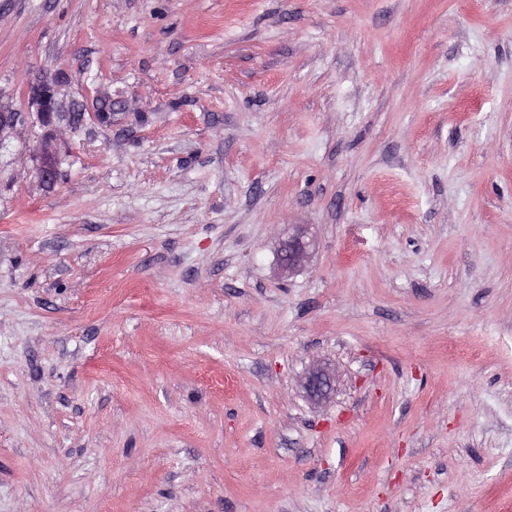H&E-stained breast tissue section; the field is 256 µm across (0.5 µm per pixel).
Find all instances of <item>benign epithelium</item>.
I'll list each match as a JSON object with an SVG mask.
<instances>
[{
  "label": "benign epithelium",
  "mask_w": 512,
  "mask_h": 512,
  "mask_svg": "<svg viewBox=\"0 0 512 512\" xmlns=\"http://www.w3.org/2000/svg\"><path fill=\"white\" fill-rule=\"evenodd\" d=\"M29 98L36 109L40 127L39 149L34 156L35 173L39 180L51 186L60 174L61 156L57 144V129L66 122L71 129L82 126L90 120L99 125L112 124V107L108 104L97 105L95 111L88 114L78 108L65 112L57 99L56 80L45 78L30 86ZM22 115L0 104V144L9 134L18 131ZM311 242L305 240V229L297 227L296 232L280 237V263L284 269L293 271L302 266L309 258ZM336 375L328 367L316 365L305 377L303 386L311 398L316 401L326 399L334 389Z\"/></svg>",
  "instance_id": "1"
}]
</instances>
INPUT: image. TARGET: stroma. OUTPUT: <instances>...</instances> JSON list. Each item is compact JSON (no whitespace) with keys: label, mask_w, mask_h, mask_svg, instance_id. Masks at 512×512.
I'll return each instance as SVG.
<instances>
[{"label":"stroma","mask_w":512,"mask_h":512,"mask_svg":"<svg viewBox=\"0 0 512 512\" xmlns=\"http://www.w3.org/2000/svg\"><path fill=\"white\" fill-rule=\"evenodd\" d=\"M45 77L112 123L0 148V512H512V0H0ZM301 224L293 234L280 237V263L288 272L301 267L309 258L311 241H306L305 229ZM336 375L328 367L317 364L305 377L303 386L316 401L326 399L334 389Z\"/></svg>","instance_id":"obj_1"}]
</instances>
